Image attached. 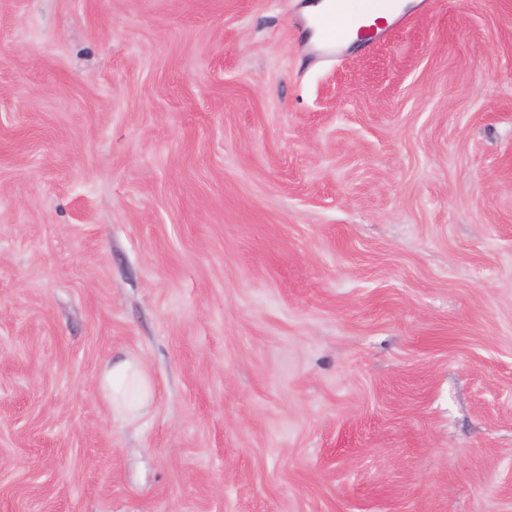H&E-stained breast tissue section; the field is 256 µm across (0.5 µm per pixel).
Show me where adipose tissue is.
<instances>
[{
	"instance_id": "1",
	"label": "adipose tissue",
	"mask_w": 512,
	"mask_h": 512,
	"mask_svg": "<svg viewBox=\"0 0 512 512\" xmlns=\"http://www.w3.org/2000/svg\"><path fill=\"white\" fill-rule=\"evenodd\" d=\"M98 395L120 421L141 418L155 396L152 377L144 362L130 356L105 364L96 383Z\"/></svg>"
}]
</instances>
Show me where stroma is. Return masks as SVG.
Listing matches in <instances>:
<instances>
[{
  "instance_id": "obj_1",
  "label": "stroma",
  "mask_w": 512,
  "mask_h": 512,
  "mask_svg": "<svg viewBox=\"0 0 512 512\" xmlns=\"http://www.w3.org/2000/svg\"><path fill=\"white\" fill-rule=\"evenodd\" d=\"M307 6L0 0V512H512V0ZM335 7H327L325 3L315 4L311 6L310 12L317 19L321 20L324 24L331 26L336 24V28L341 25L350 14V0H333ZM380 5L375 9H366L360 12L356 17L348 19L350 25L347 24L336 36L333 34L330 38L322 39V54L330 55L335 52L331 47L336 44V41L345 38L347 32L352 24H358L356 35L358 36L363 31H369L373 26H376V20L382 18L381 16L374 17L376 13L394 14L397 11L395 0H379ZM98 395L120 421H135L150 407L155 396L152 377L135 356L105 364L96 383Z\"/></svg>"
}]
</instances>
